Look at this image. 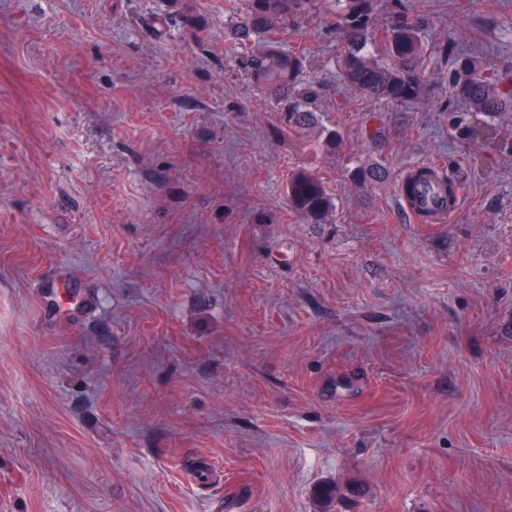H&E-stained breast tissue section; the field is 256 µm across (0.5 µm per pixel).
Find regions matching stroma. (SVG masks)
I'll list each match as a JSON object with an SVG mask.
<instances>
[{
  "label": "stroma",
  "instance_id": "1",
  "mask_svg": "<svg viewBox=\"0 0 512 512\" xmlns=\"http://www.w3.org/2000/svg\"><path fill=\"white\" fill-rule=\"evenodd\" d=\"M241 6L0 0V512H512V113L449 89L473 44L512 66V0H408L447 51L394 107L310 16L333 152L243 75ZM423 163L463 184L447 223L396 198ZM288 198L293 208L312 224L320 223L333 208L323 181L307 169L291 174Z\"/></svg>",
  "mask_w": 512,
  "mask_h": 512
}]
</instances>
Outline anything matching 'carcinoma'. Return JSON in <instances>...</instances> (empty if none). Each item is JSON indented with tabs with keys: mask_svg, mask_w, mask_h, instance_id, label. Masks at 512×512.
Listing matches in <instances>:
<instances>
[{
	"mask_svg": "<svg viewBox=\"0 0 512 512\" xmlns=\"http://www.w3.org/2000/svg\"><path fill=\"white\" fill-rule=\"evenodd\" d=\"M391 26L374 23L377 0H246V11L227 41L239 54L247 79L269 98L285 107L284 125L303 135L319 127L321 85L302 81L313 68V56L304 46L283 48L282 41L319 9L339 20L342 35L340 75L343 82L386 106L412 103L421 98L434 63V52L420 34L429 25L428 15L410 13L395 4ZM451 94L472 112L496 116L512 112V70L487 75L473 52L455 59ZM355 182L377 183L387 179L385 169L357 164L347 170ZM288 198L293 208L313 224L333 208L323 181L307 169L291 174Z\"/></svg>",
	"mask_w": 512,
	"mask_h": 512,
	"instance_id": "carcinoma-1",
	"label": "carcinoma"
}]
</instances>
